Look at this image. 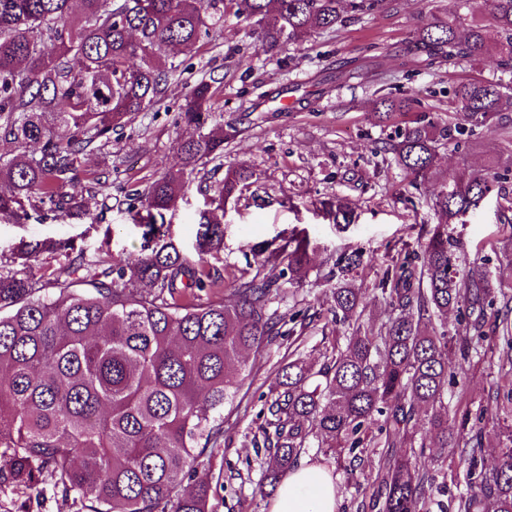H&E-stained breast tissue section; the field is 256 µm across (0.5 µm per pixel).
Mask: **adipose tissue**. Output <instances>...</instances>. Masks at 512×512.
Segmentation results:
<instances>
[{
    "mask_svg": "<svg viewBox=\"0 0 512 512\" xmlns=\"http://www.w3.org/2000/svg\"><path fill=\"white\" fill-rule=\"evenodd\" d=\"M336 487L319 466L308 465L288 473L277 488L270 512H335Z\"/></svg>",
    "mask_w": 512,
    "mask_h": 512,
    "instance_id": "1",
    "label": "adipose tissue"
}]
</instances>
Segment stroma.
<instances>
[{"label": "stroma", "instance_id": "35a3bbf8", "mask_svg": "<svg viewBox=\"0 0 512 512\" xmlns=\"http://www.w3.org/2000/svg\"><path fill=\"white\" fill-rule=\"evenodd\" d=\"M432 0H394L390 9L347 21L333 33H313L303 45L287 46L277 57L259 49L249 23L234 8L224 12V26L200 42L184 58L181 77L172 83L165 100L136 113L130 123L112 135L111 152L87 157L85 172L112 169L111 185L86 193L90 218L55 219L51 212L30 213L20 224L0 223V270L21 269L19 256L38 249L33 272L53 280L66 259L60 244H67L85 259V274L111 265L121 254L138 256L142 229L127 211V196L147 181L177 166L173 148L188 137L189 128L177 121L178 107L189 84L202 76L220 84L218 110L224 116L223 170L247 164L250 185L228 203L224 237L207 253L208 264L225 283L253 274L252 250L262 244H281L295 233L308 237L310 271L306 281L291 286L280 264L262 270L279 289L274 309L298 323L296 343L276 339L259 355H250V373L241 382L233 406L224 410V442L209 462L213 479L208 512H269L271 494L262 492L263 470L255 447L257 427L278 368L290 352L320 364L321 353L344 344L346 328L334 324L329 291L330 271L342 253L361 252L364 263L354 276L363 290L361 322L379 331L387 316L373 300V290L400 250L420 251L439 222L433 203L442 183L463 170L488 178L503 175L507 149L512 146V112L506 123L481 127L459 143L438 151L435 176L409 184L387 149L404 125L403 115L382 117L380 96L418 92L424 108L439 122L455 120L449 93L462 81L499 76L495 55L478 61L459 60L432 70L415 69L404 54L421 14ZM317 84V95L292 112H254L258 96L291 84ZM211 168L190 178L176 211L166 213L165 242L184 255L198 254L200 216L209 201L206 185L214 184ZM505 196L490 194L466 223L452 224L448 236L460 245L459 268L488 273L491 287L512 296V176L504 182ZM335 201L352 211L351 223H334L320 209ZM502 310L486 308L481 321L450 311L449 336L483 331L484 353L472 358L445 402L454 409L482 414L486 427L484 462L498 456L497 432L512 426V416L496 412L497 402L512 389V350L491 333ZM379 449L369 448L359 460L310 448L300 465H319L338 488L336 512H357L359 503L376 489ZM420 467L437 483L466 489L468 477L458 455L431 452ZM56 478L44 474L40 491L22 485L0 488V512H79L80 502H62Z\"/></svg>", "mask_w": 512, "mask_h": 512}]
</instances>
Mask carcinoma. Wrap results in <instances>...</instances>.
Listing matches in <instances>:
<instances>
[{
	"label": "carcinoma",
	"instance_id": "1",
	"mask_svg": "<svg viewBox=\"0 0 512 512\" xmlns=\"http://www.w3.org/2000/svg\"><path fill=\"white\" fill-rule=\"evenodd\" d=\"M389 2L229 0L269 56ZM484 5L500 34L498 66L512 75V0ZM223 21L224 0H0V140L15 147L12 156L0 155V183L8 187L0 191V222H19L45 205L61 217L81 213L90 184L109 177L95 173L82 183L85 157L111 146L112 132L131 115L160 103L183 72L179 57ZM488 52L482 26L462 34L457 19L439 10L418 21L406 48L426 69ZM216 94L211 79L192 85L179 120L194 134L177 142L178 168L131 199L132 221L146 240L161 236L156 217L177 207L189 176L224 158ZM452 100L458 121L441 125L418 111L415 94L380 98L387 116L415 113L391 144L406 177L432 175L440 146L512 112V79L461 82ZM252 177L242 165L215 184L196 259L162 243L131 260L113 257L90 280L74 277L84 266L80 254L66 255L65 277L48 285L32 273L0 271V486L35 489L50 471L62 500L80 501L84 512H207L204 459L224 440V407L248 371L245 354L263 351L287 323L270 311L274 283L261 268L284 264L288 283L298 284L309 265V239L293 235L254 254L255 275L224 293L203 254L224 236V204ZM491 191L479 173L442 186L436 206L443 225L421 254L405 255L379 281L374 299L389 317L377 334L362 330V289L347 279L361 255L336 258L331 311L353 333L318 369L297 358L278 371L261 427L270 487L314 441L329 451L380 444L387 452L376 492L360 508L423 512L435 477L418 465L428 448L417 439L420 423L443 453L456 451L457 428L468 425L473 445L460 451L467 490L437 504L439 512H512V430L497 465L480 469L484 427L468 424L465 414L451 423L443 400L483 334L459 337L452 362L448 333L436 327L450 309L482 313L493 304L485 275L459 277L458 246L447 229ZM47 287L53 295H41ZM186 479L194 488L180 494Z\"/></svg>",
	"mask_w": 512,
	"mask_h": 512
}]
</instances>
